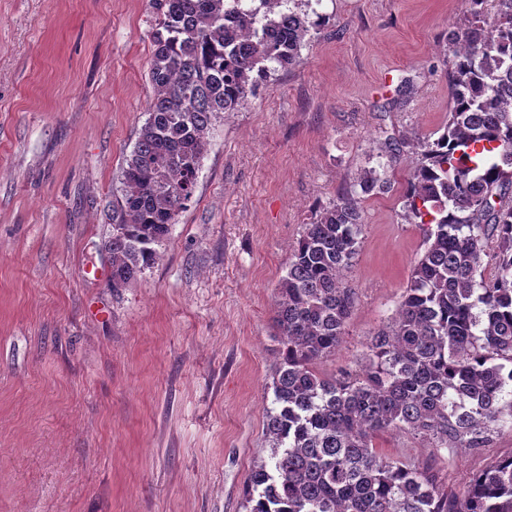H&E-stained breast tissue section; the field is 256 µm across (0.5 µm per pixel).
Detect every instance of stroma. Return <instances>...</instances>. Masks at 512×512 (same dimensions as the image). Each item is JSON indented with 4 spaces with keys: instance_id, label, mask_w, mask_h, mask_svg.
I'll list each match as a JSON object with an SVG mask.
<instances>
[{
    "instance_id": "1",
    "label": "stroma",
    "mask_w": 512,
    "mask_h": 512,
    "mask_svg": "<svg viewBox=\"0 0 512 512\" xmlns=\"http://www.w3.org/2000/svg\"><path fill=\"white\" fill-rule=\"evenodd\" d=\"M314 8L301 62L222 113L160 260L116 289L108 214L154 95L158 16L150 0H0V512H247L289 253L387 135L441 129L443 37L469 19L464 0ZM362 207L327 377L358 367L424 251L398 192ZM380 443L459 495L512 454V428L479 450Z\"/></svg>"
}]
</instances>
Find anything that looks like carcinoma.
Returning a JSON list of instances; mask_svg holds the SVG:
<instances>
[{"label":"carcinoma","instance_id":"1","mask_svg":"<svg viewBox=\"0 0 512 512\" xmlns=\"http://www.w3.org/2000/svg\"><path fill=\"white\" fill-rule=\"evenodd\" d=\"M151 2L154 97L112 204L114 288L160 259L196 191L213 121L299 63L323 22L299 0ZM465 6L468 24L444 40L452 108L436 139H416L401 196L425 249L360 368L327 378L315 365L343 343L362 201L392 191L404 141L386 138L377 165L322 207L275 288L272 456L251 475L248 512H512V455L450 496L376 444L407 430L436 449L483 448L512 417V0Z\"/></svg>","mask_w":512,"mask_h":512}]
</instances>
